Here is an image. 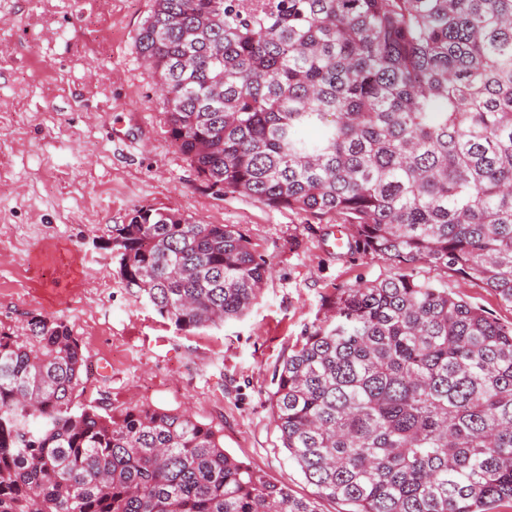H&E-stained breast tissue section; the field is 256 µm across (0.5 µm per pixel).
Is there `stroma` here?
<instances>
[{"label": "stroma", "mask_w": 512, "mask_h": 512, "mask_svg": "<svg viewBox=\"0 0 512 512\" xmlns=\"http://www.w3.org/2000/svg\"><path fill=\"white\" fill-rule=\"evenodd\" d=\"M153 0H0V329L66 322L91 367L85 400L189 410L222 428L225 450L287 484L314 488L279 439L276 375L339 294L404 272L512 323V305L444 267L400 268L336 246L345 220L207 190L167 133L137 35ZM140 207L232 224L267 269L250 311L180 330L126 288L105 241ZM104 271L107 287H95Z\"/></svg>", "instance_id": "1"}]
</instances>
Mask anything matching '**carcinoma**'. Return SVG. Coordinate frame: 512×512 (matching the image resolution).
Instances as JSON below:
<instances>
[{"label":"carcinoma","instance_id":"1","mask_svg":"<svg viewBox=\"0 0 512 512\" xmlns=\"http://www.w3.org/2000/svg\"><path fill=\"white\" fill-rule=\"evenodd\" d=\"M137 49L209 188L315 217L355 249L512 305V0H154ZM105 244L179 329L266 277L234 225L134 210ZM63 321L0 330V512H495L512 503V324L403 274L341 292L272 395L294 497L185 411L81 402Z\"/></svg>","mask_w":512,"mask_h":512}]
</instances>
